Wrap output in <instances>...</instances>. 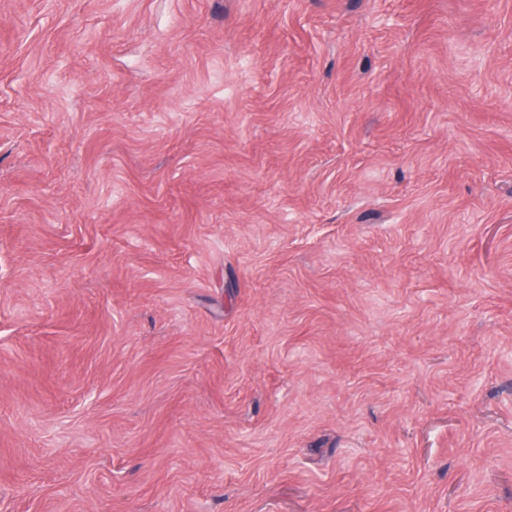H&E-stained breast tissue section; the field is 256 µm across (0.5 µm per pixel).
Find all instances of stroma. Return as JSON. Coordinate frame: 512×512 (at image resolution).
Wrapping results in <instances>:
<instances>
[{
  "label": "stroma",
  "instance_id": "stroma-1",
  "mask_svg": "<svg viewBox=\"0 0 512 512\" xmlns=\"http://www.w3.org/2000/svg\"><path fill=\"white\" fill-rule=\"evenodd\" d=\"M0 512H512V0H0Z\"/></svg>",
  "mask_w": 512,
  "mask_h": 512
}]
</instances>
